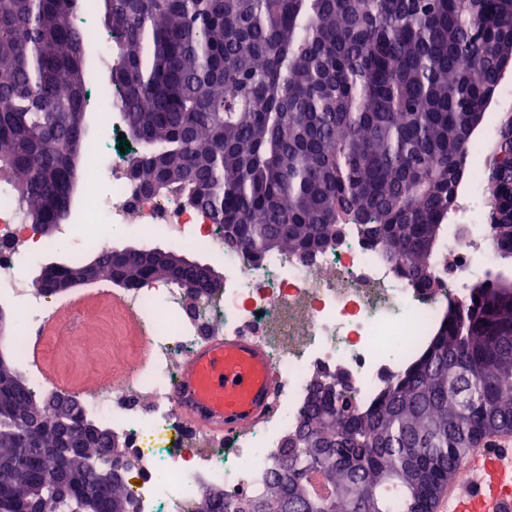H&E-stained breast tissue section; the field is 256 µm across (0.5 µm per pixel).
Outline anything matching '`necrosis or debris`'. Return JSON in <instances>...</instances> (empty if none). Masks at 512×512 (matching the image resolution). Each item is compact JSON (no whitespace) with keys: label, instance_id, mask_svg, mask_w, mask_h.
<instances>
[{"label":"necrosis or debris","instance_id":"4bbe7bcc","mask_svg":"<svg viewBox=\"0 0 512 512\" xmlns=\"http://www.w3.org/2000/svg\"><path fill=\"white\" fill-rule=\"evenodd\" d=\"M90 99L112 119L111 142L91 140L92 163L75 224L62 228L71 258L112 245L113 228L175 246L196 245L224 262L222 296L189 306L185 291L159 280L125 288L121 302L141 323L147 359L134 370L117 369L79 401L86 415L107 421L121 446L138 459L127 473L126 496L136 512H188L211 484L226 498L249 495L270 482L274 455L304 409L315 370L341 374L361 404L375 400L403 374L434 337L449 307L468 304L471 287L502 271L492 244L487 210L493 185L479 179L464 186L435 261L438 288L424 291L398 265L348 230L309 258L277 252L253 263L224 245V230L208 212L173 194H136L120 145L132 139L120 111L103 102L108 88L94 84ZM109 185L100 193V185ZM50 247L24 223L8 184L0 182V305L23 304L25 323L4 346L25 361L34 391L66 396L49 384L30 352L57 320L61 298L34 285V272ZM246 330L267 348L279 380L274 407L261 426L227 442L210 438L209 453L189 443L179 428L174 396L177 364L211 333Z\"/></svg>","mask_w":512,"mask_h":512}]
</instances>
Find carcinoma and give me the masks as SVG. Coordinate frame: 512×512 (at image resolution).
Masks as SVG:
<instances>
[{
	"instance_id": "1",
	"label": "carcinoma",
	"mask_w": 512,
	"mask_h": 512,
	"mask_svg": "<svg viewBox=\"0 0 512 512\" xmlns=\"http://www.w3.org/2000/svg\"><path fill=\"white\" fill-rule=\"evenodd\" d=\"M85 0H0V179L26 224L53 237L71 216L86 159ZM111 35L110 105L128 114L136 184L160 182L233 228L230 249L256 259L309 257L356 226L434 288L430 258L465 181L496 187L494 244L512 260V109L498 113L480 171L469 157L512 65V0H98ZM94 253L97 279L125 288L166 279L201 301L213 268L158 265L149 248ZM88 261L49 263L45 283H85ZM427 353L368 407L320 371L275 479L229 500L207 490L195 512H315L305 475L334 478L329 512H428L459 480L470 448L512 431V278L473 285ZM0 445L29 479L0 470V512H78L111 450L104 421L79 404L40 407L29 382L0 388ZM98 512H134L124 483Z\"/></svg>"
}]
</instances>
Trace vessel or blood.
<instances>
[{
    "label": "vessel or blood",
    "instance_id": "obj_1",
    "mask_svg": "<svg viewBox=\"0 0 512 512\" xmlns=\"http://www.w3.org/2000/svg\"><path fill=\"white\" fill-rule=\"evenodd\" d=\"M277 382L257 337L209 336L183 359L175 395L183 428L230 438L272 410ZM466 481L445 486L434 512H512V434L494 433L471 448Z\"/></svg>",
    "mask_w": 512,
    "mask_h": 512
}]
</instances>
